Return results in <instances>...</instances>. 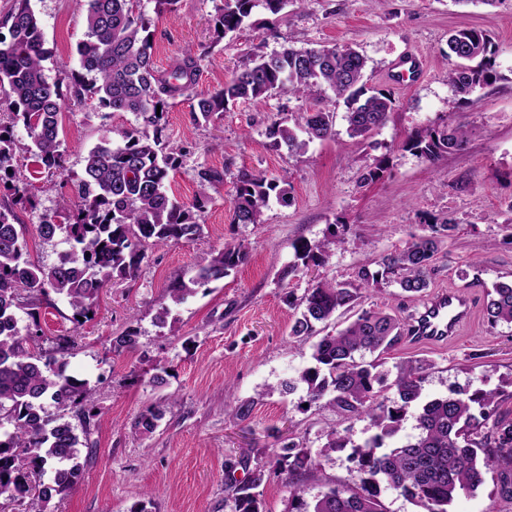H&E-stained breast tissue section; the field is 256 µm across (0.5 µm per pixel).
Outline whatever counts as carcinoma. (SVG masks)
<instances>
[{
    "label": "carcinoma",
    "mask_w": 512,
    "mask_h": 512,
    "mask_svg": "<svg viewBox=\"0 0 512 512\" xmlns=\"http://www.w3.org/2000/svg\"><path fill=\"white\" fill-rule=\"evenodd\" d=\"M139 3L87 0V31L77 44L78 69L71 72L69 96L45 73L48 51L30 0H13L0 18V91L9 101V111L0 113V181L10 191V198L0 202V497L27 498L36 512H43L53 496L66 493L81 479L82 449L89 447L95 413L88 406L89 381L68 374L62 359L31 352L27 342L40 337V329L21 334L17 311L54 293L67 301L72 322L81 326L111 280L136 279L148 247L198 237L202 225L193 220V212L203 211L209 190L224 184L226 171L204 167L197 172L199 190L191 204L169 196L170 174L181 167L189 149L162 142L164 115L157 114V107L183 97L191 101L194 121L202 124L224 116L239 100H263L275 92L307 96L330 89L345 103L346 132L352 138L367 137L396 110L391 94L366 86V59L345 44L288 46L254 59L223 87L198 93L205 54L187 48L169 70H158L149 21ZM260 4L277 15L298 0H215L217 38L247 26ZM3 29L7 33H1ZM495 54L493 43L481 31L463 28L449 35L448 56L458 60L448 72L453 105L475 103L472 95L498 78ZM86 91L99 108L130 112L136 124L121 132V143H113L107 133L88 150L82 174L73 183L76 203L65 227L70 248L53 265H41L31 260L15 213L17 205L33 209L36 203L30 176L13 165L12 130L20 123L28 131L27 152L34 165L51 175L64 174L61 111L68 98L82 103ZM335 123L334 111H307L292 126L283 117L272 122L268 136L274 146L300 153L314 140L335 136ZM466 144L460 129L438 126L409 139L404 147L433 164L464 150ZM234 189L231 223L258 224L270 199L282 200L288 194V181L241 171ZM429 228L430 233L376 260L378 270L363 267L353 282L320 281L300 298L302 310L289 336L300 341L317 338L311 365L298 376L306 386L308 402H322L350 419L367 416L373 433L352 452L360 473L359 489L327 487L310 501L304 499L300 482L319 462L308 448L295 442L286 445L280 459L289 488L285 512H384L379 500L383 484L402 490L426 505L428 512H449L459 492L477 489L485 473L499 466L503 467L501 493L512 497V421H496L491 434H480L490 417L487 409L493 394L464 391L426 400L424 382L431 364L407 360L397 366L393 381L398 399L390 400L382 396L386 383V374L379 370L382 363L360 360L366 353H386L405 331L397 316L362 308V294L394 287L416 297L431 287L438 256L454 225L445 222ZM346 230L347 225L335 224L324 241L295 244L296 260L306 267L324 265ZM247 256V245L232 240L196 267L189 279L174 280L168 291L170 302L154 306L155 325L174 329V307L197 288L224 279ZM341 310L354 311L353 319L325 332ZM485 314L492 326L512 324V282H499L487 293ZM138 346L139 332L131 325L113 339L117 351ZM48 404L71 410L83 423V435L76 434L63 417L49 415ZM413 407L418 409V434L401 446H387ZM163 414L160 404L141 413L134 423L136 433H154ZM237 465L231 459L224 463L232 489L229 512H263L258 488L267 480L265 467L256 465L247 480L238 482Z\"/></svg>",
    "instance_id": "cac0c4a2"
}]
</instances>
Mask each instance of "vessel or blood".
Returning <instances> with one entry per match:
<instances>
[{
    "label": "vessel or blood",
    "mask_w": 512,
    "mask_h": 512,
    "mask_svg": "<svg viewBox=\"0 0 512 512\" xmlns=\"http://www.w3.org/2000/svg\"><path fill=\"white\" fill-rule=\"evenodd\" d=\"M470 296L454 289L439 291L413 318L412 335L419 342H441L454 338L473 314Z\"/></svg>",
    "instance_id": "b4317fda"
}]
</instances>
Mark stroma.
I'll list each match as a JSON object with an SVG mask.
<instances>
[{"mask_svg": "<svg viewBox=\"0 0 512 512\" xmlns=\"http://www.w3.org/2000/svg\"><path fill=\"white\" fill-rule=\"evenodd\" d=\"M45 35L50 80L69 85L77 68L75 49L83 39L86 0H30ZM150 21L155 62L167 70L188 46L209 47L196 90L208 93L229 82L250 60L291 46L317 48L349 44L366 59L367 86L389 91L397 107L390 121L367 138L346 132L344 104L333 92L297 98L275 94L238 101L209 125L195 124L188 100L166 109L164 140L184 143L191 152L171 181V190L188 203L203 167L225 170L223 185L199 217L203 232L189 242L149 248V258L133 281L111 282L75 337L66 359L70 374L89 380L94 448L82 479L65 494L53 496L45 512H225L231 495L224 461L235 456L267 470L264 512H284L289 496L278 466L283 444L294 441L321 453L327 431H344L347 447L322 456L301 484L305 497L323 485L354 489L359 474L351 460L353 445L368 436V420H344L320 403H307L304 388L282 393L284 381L308 364L310 343L289 336L298 314L286 290L302 296L319 280H353L360 267L427 234L429 225L452 219L440 271L431 289L465 290L474 299L471 320L446 343H419L403 336L386 358L388 365L425 360L432 368L426 397L478 389L497 393L493 417L512 421V324L489 325L487 294L498 282L512 280V0L495 5L458 6L453 0H303L274 15L255 8L251 26L215 40L211 0H177L173 11L157 14L155 0H141ZM473 28L495 43L499 79L458 108L450 101L448 36ZM420 67L404 68L410 58ZM325 108L338 114L334 138L314 141L299 155L277 148L267 136L272 119ZM63 148L69 173H79L87 151L105 131L113 135L135 124L128 112H106L95 101L63 111ZM445 124L467 134L463 151L429 163L404 148L424 129ZM384 169L372 183L364 174L376 162ZM286 177V200L271 199L260 223L231 221L234 183L239 170ZM36 209H19V222L32 260L56 262L69 249L65 231L53 239L39 236L43 215L68 221L74 198L69 188L49 178L34 182ZM349 227L342 243L320 267H296L287 282L279 276L293 265L294 243H317L333 224ZM249 243L248 261L224 280L198 289L178 308L174 330L153 323V306L168 298L176 277H190L225 241ZM72 310L57 295L40 302L34 315L19 312L18 325L38 320L42 336L33 352L52 349L58 336L71 334ZM140 332V348L115 352L112 339L127 326ZM72 335V334H71ZM252 402L239 420L237 402ZM163 403L155 432L134 435L132 425L148 406ZM450 512H512L502 496L500 476L489 472L476 491L460 493Z\"/></svg>", "mask_w": 512, "mask_h": 512, "instance_id": "obj_1", "label": "stroma"}]
</instances>
